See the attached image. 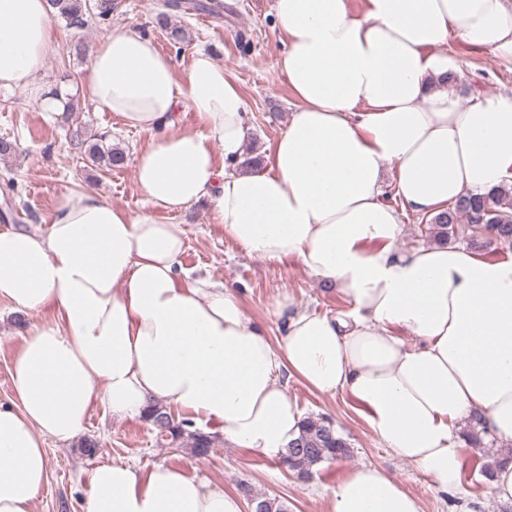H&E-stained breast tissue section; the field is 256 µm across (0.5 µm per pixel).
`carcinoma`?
Returning <instances> with one entry per match:
<instances>
[{"label": "carcinoma", "mask_w": 512, "mask_h": 512, "mask_svg": "<svg viewBox=\"0 0 512 512\" xmlns=\"http://www.w3.org/2000/svg\"><path fill=\"white\" fill-rule=\"evenodd\" d=\"M50 16L61 18L68 25H85L86 0H49ZM158 23L173 44L189 40L187 30L168 22L162 13ZM71 142L92 163L107 169L120 168L126 155L112 146L103 134L83 128L72 132ZM424 232L439 244H448L462 238L477 252L494 245L512 244V186L505 184L485 196H465L431 217ZM151 422L158 439L172 444L188 445L198 456H206L216 444L217 436L195 428L193 421H177L163 406L150 412ZM350 454V444L336 430L333 422L324 417L308 416L303 419L299 436L288 443L282 462L301 476H311L313 467ZM253 512H288L287 506L273 497L251 499Z\"/></svg>", "instance_id": "obj_1"}]
</instances>
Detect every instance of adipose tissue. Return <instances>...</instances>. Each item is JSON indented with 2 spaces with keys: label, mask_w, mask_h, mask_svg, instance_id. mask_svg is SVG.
Instances as JSON below:
<instances>
[{
  "label": "adipose tissue",
  "mask_w": 512,
  "mask_h": 512,
  "mask_svg": "<svg viewBox=\"0 0 512 512\" xmlns=\"http://www.w3.org/2000/svg\"><path fill=\"white\" fill-rule=\"evenodd\" d=\"M277 70L295 103L266 161L248 173L246 100L210 53L185 78L152 38L124 27L98 40L82 77L94 108L152 132L135 158L146 208L67 191L37 232H0V300L53 310L31 326L0 405V512H33L49 478L47 440L81 435L94 404L122 420L156 405L213 423L225 440L276 459L303 416L280 384L343 392L385 446L462 487L464 428L481 416L512 443V260L448 245L398 247L405 215L433 216L512 180V98L461 106L441 78L450 38L512 55V0H275ZM57 39L47 0H0V89L62 112L67 89L36 79ZM200 130L174 131L178 110ZM393 167L395 203L382 192ZM206 203L248 255L296 258L336 283L341 315L276 303L271 341L236 291L188 279L183 225L155 209ZM415 339L406 345L404 335ZM327 512H420L388 472L365 466L325 487ZM84 512H242L240 499L163 463L97 465Z\"/></svg>",
  "instance_id": "obj_1"
}]
</instances>
